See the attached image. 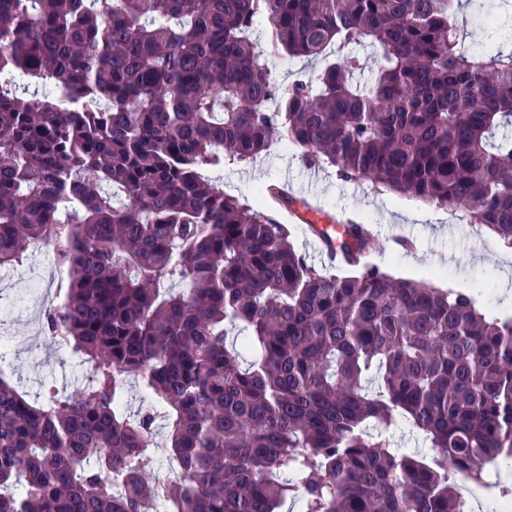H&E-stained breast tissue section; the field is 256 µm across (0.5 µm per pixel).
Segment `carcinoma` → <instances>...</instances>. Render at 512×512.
Wrapping results in <instances>:
<instances>
[{
	"mask_svg": "<svg viewBox=\"0 0 512 512\" xmlns=\"http://www.w3.org/2000/svg\"><path fill=\"white\" fill-rule=\"evenodd\" d=\"M469 2L0 0V271L54 248L42 333L90 365L33 399L0 369V512H461L453 472L512 463V316L389 275L363 224L357 274L318 268L212 178L277 137L512 246V46L461 44ZM270 68L275 78L280 82H291L296 75L304 70H309L311 64L302 59H275L270 62Z\"/></svg>",
	"mask_w": 512,
	"mask_h": 512,
	"instance_id": "1",
	"label": "carcinoma"
}]
</instances>
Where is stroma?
Masks as SVG:
<instances>
[{
    "label": "stroma",
    "mask_w": 512,
    "mask_h": 512,
    "mask_svg": "<svg viewBox=\"0 0 512 512\" xmlns=\"http://www.w3.org/2000/svg\"><path fill=\"white\" fill-rule=\"evenodd\" d=\"M459 21L467 45L477 52L512 33L503 20L478 18L471 9ZM320 176L319 184H311L307 167L275 141L267 154L251 163L225 162L220 184L225 193L256 202L262 188L287 182L296 198L315 201L320 215L335 221L347 216L371 225L375 231L371 259L390 275L477 294L489 309L502 298L512 305V247L496 236L478 231L447 210L378 191L370 181L344 182L331 168L321 170ZM401 238L414 241L412 252L397 247ZM64 286L50 247L28 252L20 266L0 274V300L19 297L24 301L10 323L0 325V340L8 343L0 367L31 396L51 391L66 395L87 382L86 366L77 357L55 351L40 332L43 305L56 299Z\"/></svg>",
    "instance_id": "35a3bbf8"
}]
</instances>
